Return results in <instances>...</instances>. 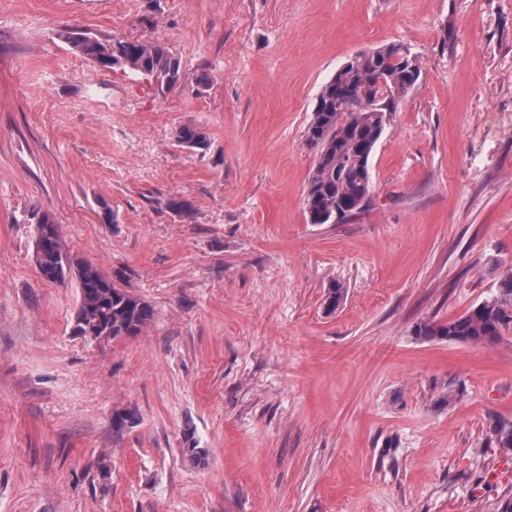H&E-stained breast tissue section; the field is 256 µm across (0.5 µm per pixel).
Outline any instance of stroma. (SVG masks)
<instances>
[{"label":"stroma","instance_id":"obj_1","mask_svg":"<svg viewBox=\"0 0 512 512\" xmlns=\"http://www.w3.org/2000/svg\"><path fill=\"white\" fill-rule=\"evenodd\" d=\"M64 28L160 42L182 77L100 69ZM390 42L421 75L371 202L309 223L317 94ZM42 212L152 304L142 334L76 335L75 277L36 266ZM510 269L512 0H0V512H499L512 328L417 327ZM176 141L191 151L206 153L210 147V140L205 131L197 126H183L176 135Z\"/></svg>","mask_w":512,"mask_h":512}]
</instances>
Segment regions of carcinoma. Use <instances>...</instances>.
I'll list each match as a JSON object with an SVG mask.
<instances>
[{
  "instance_id": "1",
  "label": "carcinoma",
  "mask_w": 512,
  "mask_h": 512,
  "mask_svg": "<svg viewBox=\"0 0 512 512\" xmlns=\"http://www.w3.org/2000/svg\"><path fill=\"white\" fill-rule=\"evenodd\" d=\"M65 40L84 58L102 67L139 73L160 88H172L181 78V62L163 44L151 41L100 39L62 30ZM406 44L389 43L359 52L345 62L321 87L305 130L315 160L305 187V203L311 224H334L361 213L372 193L371 155L381 139L388 116L415 86L420 64L405 53ZM383 79L387 91L371 107L375 84ZM176 141L202 154L210 147L205 131L183 126ZM40 238L35 240L39 273L51 282L65 281L72 265L66 256L60 229L50 216H39ZM90 265L77 268L80 306L77 331L95 339L119 340L139 335L154 320V309L144 299L119 287L115 280ZM512 324V271L503 274L495 294L462 316L447 323L434 321L418 326L421 336L454 342L495 344ZM137 423L131 409L112 412V431L119 434ZM496 447L512 451V422L494 428Z\"/></svg>"
}]
</instances>
